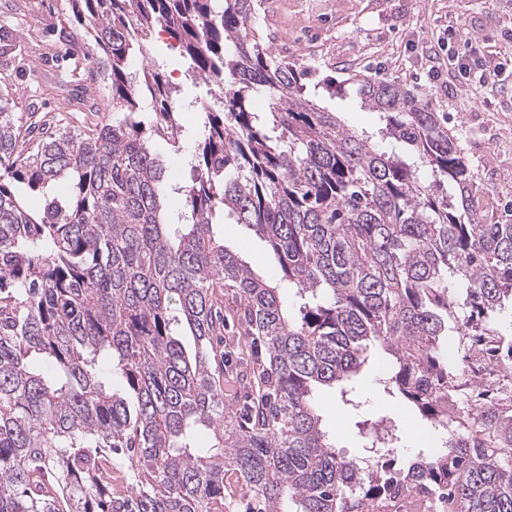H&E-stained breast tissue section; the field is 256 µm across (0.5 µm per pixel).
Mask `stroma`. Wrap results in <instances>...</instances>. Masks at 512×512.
I'll return each instance as SVG.
<instances>
[{
  "label": "stroma",
  "mask_w": 512,
  "mask_h": 512,
  "mask_svg": "<svg viewBox=\"0 0 512 512\" xmlns=\"http://www.w3.org/2000/svg\"><path fill=\"white\" fill-rule=\"evenodd\" d=\"M256 12V41L304 69L307 94L339 113L349 128L379 125L377 113L364 109L356 95L358 80L397 81L429 100L434 111L447 113L488 198H512V0H256ZM454 27L475 30V39L452 37ZM74 31L69 0H0V94L9 96L14 111H33L51 127L78 131L106 113L108 101L89 83V49ZM152 47L169 58L166 76L187 103L179 116L181 153L162 137L151 138L169 175L180 178L181 157L193 153L201 125L200 112L189 103L206 98L207 89L185 78L166 32L154 31ZM459 54L479 64H503L502 81L465 84L454 65ZM219 231L255 271L273 273L265 244L245 225L229 222ZM381 365L379 351L370 350L359 376L363 414L415 428L398 453L404 460L428 447L430 431L379 388ZM316 398L337 452L364 456L363 441L334 390L318 389Z\"/></svg>",
  "instance_id": "35a3bbf8"
}]
</instances>
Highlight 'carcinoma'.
Masks as SVG:
<instances>
[{"label":"carcinoma","instance_id":"cac0c4a2","mask_svg":"<svg viewBox=\"0 0 512 512\" xmlns=\"http://www.w3.org/2000/svg\"><path fill=\"white\" fill-rule=\"evenodd\" d=\"M71 3L111 112L51 131L0 96V512H218L228 476L244 512H381L398 498L409 512H512V385L479 390L470 369L512 365L498 330L512 201L486 221L443 113L366 79L381 127L354 131L249 36L253 0ZM158 27L216 87L184 184L164 180L139 120L151 99L152 132L176 144L181 103L159 68L129 71ZM226 216L265 242L275 275L224 244ZM226 293L257 354L238 409L224 404ZM374 343L390 356L383 391L443 433L405 471L382 420L356 423L364 459L337 454L314 398L336 387L358 409ZM119 452L136 484L124 496L103 476Z\"/></svg>","mask_w":512,"mask_h":512}]
</instances>
